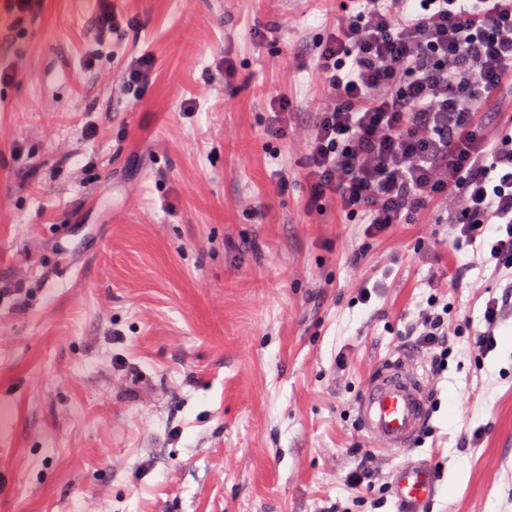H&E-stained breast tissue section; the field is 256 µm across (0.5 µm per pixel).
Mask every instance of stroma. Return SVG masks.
Here are the masks:
<instances>
[{
	"label": "stroma",
	"instance_id": "obj_1",
	"mask_svg": "<svg viewBox=\"0 0 512 512\" xmlns=\"http://www.w3.org/2000/svg\"><path fill=\"white\" fill-rule=\"evenodd\" d=\"M114 4L141 26L88 68L97 0H0V512H395L408 459L436 473L424 512H512V272L458 247L459 200L372 232L310 198L321 45L355 0ZM435 297L442 371L409 334ZM397 352L439 404L403 453L356 414ZM155 68V62L150 55H141L126 69L124 82L129 88L145 91L148 79ZM486 330L474 334V343L485 353L496 347L494 330L499 320L498 301L491 299L487 302L484 312Z\"/></svg>",
	"mask_w": 512,
	"mask_h": 512
}]
</instances>
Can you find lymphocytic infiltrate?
<instances>
[{
    "label": "lymphocytic infiltrate",
    "mask_w": 512,
    "mask_h": 512,
    "mask_svg": "<svg viewBox=\"0 0 512 512\" xmlns=\"http://www.w3.org/2000/svg\"><path fill=\"white\" fill-rule=\"evenodd\" d=\"M319 68L312 196L362 211L376 231L433 196L459 197V240L512 268V133L491 136L477 118L512 82V0H358Z\"/></svg>",
    "instance_id": "f902f5d3"
}]
</instances>
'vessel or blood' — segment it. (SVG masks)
I'll list each match as a JSON object with an SVG mask.
<instances>
[{"instance_id":"b4317fda","label":"vessel or blood","mask_w":512,"mask_h":512,"mask_svg":"<svg viewBox=\"0 0 512 512\" xmlns=\"http://www.w3.org/2000/svg\"><path fill=\"white\" fill-rule=\"evenodd\" d=\"M432 398L404 356L389 359L362 389L356 406L365 433L379 449L404 452L414 448L428 427ZM390 490L407 512L433 501L437 483L430 466L408 462L393 474Z\"/></svg>"}]
</instances>
